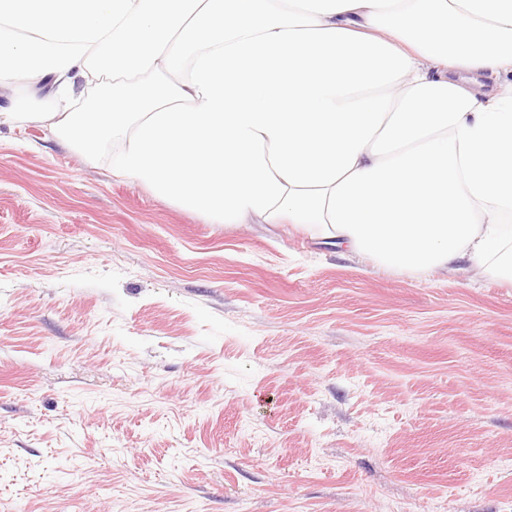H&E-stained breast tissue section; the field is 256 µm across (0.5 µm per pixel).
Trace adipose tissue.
<instances>
[{
  "label": "adipose tissue",
  "instance_id": "ef3b65f1",
  "mask_svg": "<svg viewBox=\"0 0 512 512\" xmlns=\"http://www.w3.org/2000/svg\"><path fill=\"white\" fill-rule=\"evenodd\" d=\"M106 73L0 122L220 224L512 282V0H0V84Z\"/></svg>",
  "mask_w": 512,
  "mask_h": 512
}]
</instances>
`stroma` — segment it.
Masks as SVG:
<instances>
[{
    "mask_svg": "<svg viewBox=\"0 0 512 512\" xmlns=\"http://www.w3.org/2000/svg\"><path fill=\"white\" fill-rule=\"evenodd\" d=\"M0 124V512H512V284L227 227Z\"/></svg>",
    "mask_w": 512,
    "mask_h": 512,
    "instance_id": "1",
    "label": "stroma"
}]
</instances>
